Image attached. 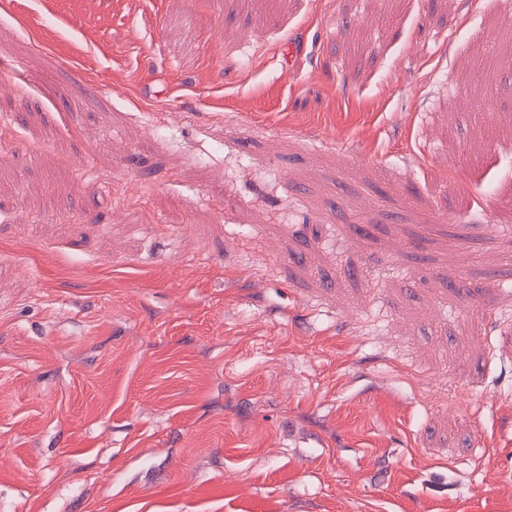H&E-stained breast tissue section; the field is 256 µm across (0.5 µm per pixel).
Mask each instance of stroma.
<instances>
[{
    "label": "stroma",
    "mask_w": 512,
    "mask_h": 512,
    "mask_svg": "<svg viewBox=\"0 0 512 512\" xmlns=\"http://www.w3.org/2000/svg\"><path fill=\"white\" fill-rule=\"evenodd\" d=\"M510 186L512 0H0V512H512Z\"/></svg>",
    "instance_id": "stroma-1"
}]
</instances>
